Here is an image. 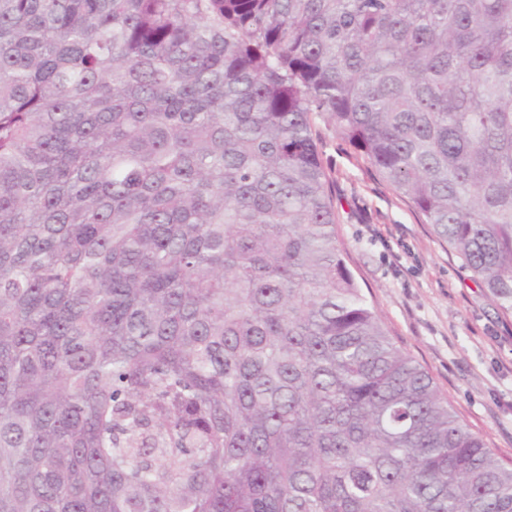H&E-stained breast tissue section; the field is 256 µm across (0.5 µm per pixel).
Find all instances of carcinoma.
<instances>
[{"label":"carcinoma","instance_id":"carcinoma-1","mask_svg":"<svg viewBox=\"0 0 512 512\" xmlns=\"http://www.w3.org/2000/svg\"><path fill=\"white\" fill-rule=\"evenodd\" d=\"M317 117L512 315V0H0V512H512Z\"/></svg>","mask_w":512,"mask_h":512}]
</instances>
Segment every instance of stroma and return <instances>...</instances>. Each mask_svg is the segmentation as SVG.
Masks as SVG:
<instances>
[{
    "label": "stroma",
    "instance_id": "1",
    "mask_svg": "<svg viewBox=\"0 0 512 512\" xmlns=\"http://www.w3.org/2000/svg\"><path fill=\"white\" fill-rule=\"evenodd\" d=\"M344 259L390 336L504 464L512 465V315L341 136L317 121Z\"/></svg>",
    "mask_w": 512,
    "mask_h": 512
}]
</instances>
